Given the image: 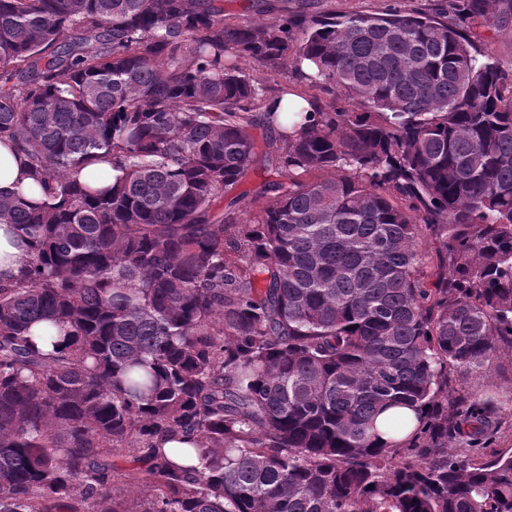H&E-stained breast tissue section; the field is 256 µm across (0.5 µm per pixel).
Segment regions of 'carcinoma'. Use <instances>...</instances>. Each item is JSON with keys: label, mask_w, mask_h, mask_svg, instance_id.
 <instances>
[{"label": "carcinoma", "mask_w": 512, "mask_h": 512, "mask_svg": "<svg viewBox=\"0 0 512 512\" xmlns=\"http://www.w3.org/2000/svg\"><path fill=\"white\" fill-rule=\"evenodd\" d=\"M492 2L229 25L0 0V139L45 189L0 191L29 242L0 287V512H512V455L481 457L501 396L457 381L512 352V71L454 19ZM242 59L364 111L282 110ZM103 158L117 182H81ZM417 248L422 255V264L420 266L421 274L429 285L434 280L437 270V258L435 255L436 240L430 234H424L421 239L417 240Z\"/></svg>", "instance_id": "carcinoma-1"}]
</instances>
